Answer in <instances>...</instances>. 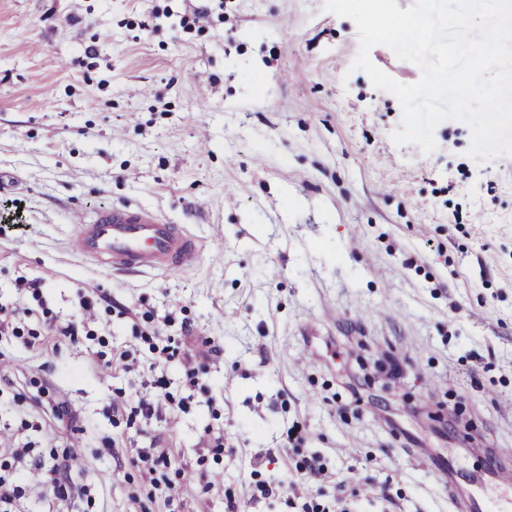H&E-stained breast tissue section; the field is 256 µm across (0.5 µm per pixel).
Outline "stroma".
I'll return each instance as SVG.
<instances>
[{
    "label": "stroma",
    "instance_id": "stroma-1",
    "mask_svg": "<svg viewBox=\"0 0 512 512\" xmlns=\"http://www.w3.org/2000/svg\"><path fill=\"white\" fill-rule=\"evenodd\" d=\"M358 48L324 0H0V439L67 490L13 473L10 512L512 489V156L474 162L453 120L395 145ZM104 205L181 225L197 264L80 259Z\"/></svg>",
    "mask_w": 512,
    "mask_h": 512
}]
</instances>
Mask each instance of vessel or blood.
Instances as JSON below:
<instances>
[{
	"label": "vessel or blood",
	"mask_w": 512,
	"mask_h": 512,
	"mask_svg": "<svg viewBox=\"0 0 512 512\" xmlns=\"http://www.w3.org/2000/svg\"><path fill=\"white\" fill-rule=\"evenodd\" d=\"M71 246L80 258L120 272L186 270L199 256L195 237L139 206H112L80 219Z\"/></svg>",
	"instance_id": "1"
}]
</instances>
